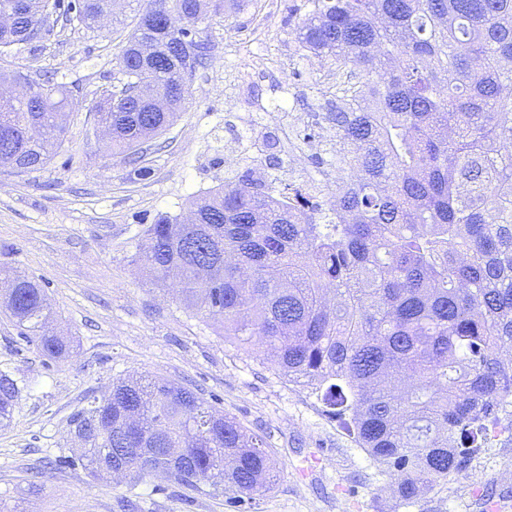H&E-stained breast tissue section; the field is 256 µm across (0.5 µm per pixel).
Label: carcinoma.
<instances>
[{"label":"carcinoma","mask_w":512,"mask_h":512,"mask_svg":"<svg viewBox=\"0 0 512 512\" xmlns=\"http://www.w3.org/2000/svg\"><path fill=\"white\" fill-rule=\"evenodd\" d=\"M42 0H0V47L45 26ZM182 26L141 15L120 56L126 85L95 117L127 155L175 122L187 90V37L224 0H157ZM297 53L331 58L325 111L301 130L327 145L314 192L276 190L270 159L249 155L224 189L160 217L140 260L181 302L221 320L224 336L271 352L346 427L389 488L412 505L464 471L512 406V0H310ZM111 0L55 4L92 28ZM64 87L18 101L0 92V166L35 170L60 145ZM22 335L59 360L42 288L15 277L5 297ZM19 387L0 373V425ZM69 459L93 473L158 474L240 508L273 490L271 449L190 390L131 377L73 416Z\"/></svg>","instance_id":"obj_1"}]
</instances>
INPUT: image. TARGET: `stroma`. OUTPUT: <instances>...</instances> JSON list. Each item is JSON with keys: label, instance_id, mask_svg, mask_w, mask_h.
<instances>
[{"label": "stroma", "instance_id": "obj_1", "mask_svg": "<svg viewBox=\"0 0 512 512\" xmlns=\"http://www.w3.org/2000/svg\"><path fill=\"white\" fill-rule=\"evenodd\" d=\"M153 0H116L89 29L64 16L49 35L0 50V85L71 90L75 107L43 168L0 167V280L20 274L45 290L50 327L71 341L68 356L44 357L0 307V371L20 386L0 427V512H237L224 496L161 476L134 484L64 464L78 442L72 416L115 379L152 375L193 391L213 412L265 438L278 459L275 488L250 512H512V429L492 432L466 472L414 506L390 494L386 477L315 395L288 381L264 353L225 340L217 320L197 315L159 287L134 259L145 229L185 218L192 197L223 187L243 166L238 140L256 104L293 118L319 110L331 61L295 54V28L309 0H236L199 26L210 58L189 81L172 127L146 140L139 164L114 155L93 112L120 88L125 38ZM149 174L139 178L137 167Z\"/></svg>", "mask_w": 512, "mask_h": 512}]
</instances>
